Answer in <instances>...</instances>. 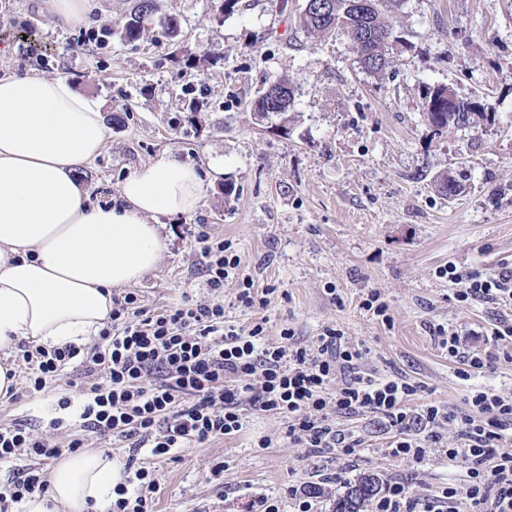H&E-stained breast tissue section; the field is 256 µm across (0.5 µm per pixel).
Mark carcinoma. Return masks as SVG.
Masks as SVG:
<instances>
[{"label": "carcinoma", "mask_w": 512, "mask_h": 512, "mask_svg": "<svg viewBox=\"0 0 512 512\" xmlns=\"http://www.w3.org/2000/svg\"><path fill=\"white\" fill-rule=\"evenodd\" d=\"M364 7H356L355 0H311L305 6L301 20L304 28L313 35L343 33L360 56L364 69L379 74L390 64L387 48L401 43V37L384 21V11L395 7L400 0H362ZM157 10L155 0H136L134 12L121 28V36L128 42L141 38L143 23ZM426 100L425 119L436 131L448 127H472L477 120H492L495 113L482 104L464 108L460 112L448 111V88L428 87L424 91ZM293 103L291 89L282 80L271 82V88H263L252 102L254 113L263 118L276 116L283 125H288V111ZM437 192L448 199L458 195L462 189V174L451 177L442 175L435 180ZM378 490L376 479L364 476L351 485L347 492L336 499L333 512H361L366 501Z\"/></svg>", "instance_id": "carcinoma-1"}]
</instances>
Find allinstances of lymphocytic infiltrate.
Masks as SVG:
<instances>
[{
	"label": "lymphocytic infiltrate",
	"instance_id": "lymphocytic-infiltrate-1",
	"mask_svg": "<svg viewBox=\"0 0 512 512\" xmlns=\"http://www.w3.org/2000/svg\"><path fill=\"white\" fill-rule=\"evenodd\" d=\"M195 241L204 258L207 288L218 291L235 277L241 260L228 241L199 225ZM440 277L454 284L458 302L484 300L512 311V267L492 272L448 265ZM237 277V276H236ZM293 329L269 341L264 321L246 329L225 324L221 302L191 304L148 315L134 295L113 302L110 322L88 350L73 345L24 352L33 370L27 391L42 392L48 378L79 360L84 380L79 403L62 397L58 406L76 408L89 431L106 438L131 439L130 453L149 448L167 457L186 443L205 444L239 433L243 412L251 408L288 420L286 435L302 448H329L349 457L362 441L337 429L333 416L372 413L395 438L392 457L414 464L438 454L448 461L464 458L463 482L449 483L437 494H413L408 485L388 480L370 512H512V396L487 387L471 389L465 407L451 410L429 401L410 409L421 389L402 376L378 377L362 371L360 350L346 345L335 329L312 345H298ZM438 343L462 380L490 371L500 352L512 350V318L498 322L482 350L468 349L453 329H439ZM452 425L458 443L449 447L441 429ZM79 440L60 446L22 423L0 427V463L20 455L56 459L82 448ZM159 482L153 473L126 462L112 491L109 512H155Z\"/></svg>",
	"mask_w": 512,
	"mask_h": 512
}]
</instances>
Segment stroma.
Instances as JSON below:
<instances>
[{
  "label": "stroma",
  "instance_id": "obj_1",
  "mask_svg": "<svg viewBox=\"0 0 512 512\" xmlns=\"http://www.w3.org/2000/svg\"><path fill=\"white\" fill-rule=\"evenodd\" d=\"M42 0H0V74H66L102 100L107 137L99 157L78 170L92 202L116 201L129 173L171 155L195 165L203 199L189 216L163 217L166 250L159 267L129 289L158 311L209 298L194 235L206 224L232 244L240 276L274 285L264 309L241 305L237 279L219 298L226 323L267 320L309 345L325 329L362 348L364 371L403 374L422 385L416 402L460 409L469 388L440 347L436 330L462 333L483 347L503 313L492 303L462 304L438 275L512 266V0H403L384 18L404 39L384 73L366 71L346 36L308 34L305 0H240L226 15L221 0H157L140 40L120 35L134 0H94L88 27L98 40L71 48L78 28L53 27ZM173 15L177 32L160 24ZM286 80L294 95L287 129L251 109L259 88ZM446 86L464 101H486L494 121L432 131L426 87ZM466 171L461 193L442 198L437 175ZM232 194H225V185ZM378 291L382 323L362 302ZM75 370L44 394L0 397V425L25 421L52 439L82 440L118 461L128 444L100 440L81 422L53 428L58 399L74 395ZM338 429L360 436L351 457L289 444L287 420L246 410L243 430L172 458L139 451L137 465L160 483L157 512H249L258 497L294 512L292 486L323 485L321 512L360 476L408 483L419 495L463 481L465 461L433 456L421 465L392 458L390 435L375 415L341 417ZM270 447H259L261 438ZM223 471H216V464Z\"/></svg>",
  "mask_w": 512,
  "mask_h": 512
}]
</instances>
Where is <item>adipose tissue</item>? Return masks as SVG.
<instances>
[{
    "label": "adipose tissue",
    "instance_id": "obj_1",
    "mask_svg": "<svg viewBox=\"0 0 512 512\" xmlns=\"http://www.w3.org/2000/svg\"><path fill=\"white\" fill-rule=\"evenodd\" d=\"M106 136L100 103L70 76H0V351L86 346L110 320L113 289L160 263L151 217L189 215L202 202L200 172L164 156L123 180L120 204L91 203L76 172ZM117 478L103 451L66 456L24 512H107Z\"/></svg>",
    "mask_w": 512,
    "mask_h": 512
}]
</instances>
